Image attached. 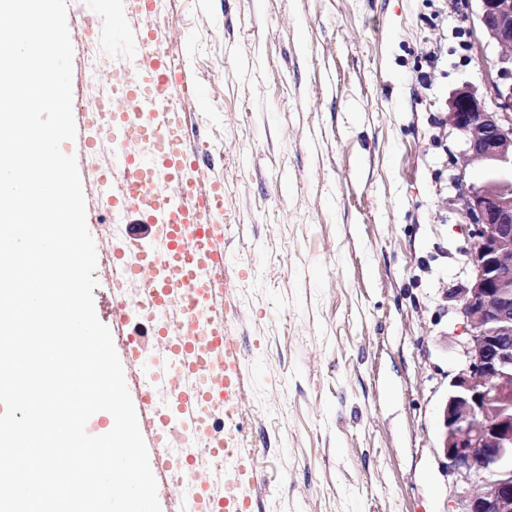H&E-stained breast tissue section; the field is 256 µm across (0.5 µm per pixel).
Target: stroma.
Wrapping results in <instances>:
<instances>
[{
  "label": "stroma",
  "instance_id": "stroma-1",
  "mask_svg": "<svg viewBox=\"0 0 512 512\" xmlns=\"http://www.w3.org/2000/svg\"><path fill=\"white\" fill-rule=\"evenodd\" d=\"M478 0H173L224 180L252 512H451L442 403L474 246L446 121L494 98Z\"/></svg>",
  "mask_w": 512,
  "mask_h": 512
}]
</instances>
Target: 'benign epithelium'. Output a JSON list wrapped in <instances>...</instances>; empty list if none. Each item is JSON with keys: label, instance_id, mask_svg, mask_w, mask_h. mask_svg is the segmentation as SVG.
<instances>
[{"label": "benign epithelium", "instance_id": "7a95c632", "mask_svg": "<svg viewBox=\"0 0 512 512\" xmlns=\"http://www.w3.org/2000/svg\"><path fill=\"white\" fill-rule=\"evenodd\" d=\"M479 2L485 34L509 53L497 62L495 107L468 85L448 101L446 121L486 178H457L474 239L460 290L470 338L442 408L441 449L456 476L454 512H512V0Z\"/></svg>", "mask_w": 512, "mask_h": 512}]
</instances>
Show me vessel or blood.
I'll return each mask as SVG.
<instances>
[{
  "label": "vessel or blood",
  "mask_w": 512,
  "mask_h": 512,
  "mask_svg": "<svg viewBox=\"0 0 512 512\" xmlns=\"http://www.w3.org/2000/svg\"><path fill=\"white\" fill-rule=\"evenodd\" d=\"M125 11L136 20L123 24L124 39L112 48V96L103 112L109 135L83 140L84 148L97 153L84 165L83 177L108 197L114 221L125 224L139 217L163 240V250L157 251L138 239H125L123 249L113 251L112 264L124 266L125 253H137V263L125 268L128 276L148 284L142 308L158 313L174 299L184 301L177 331L160 323L152 328V340L168 347L167 385L176 404L199 400L198 395L181 392L179 384L188 357L201 350L214 389L224 398V417L230 420L240 366L236 342L225 324L237 311L228 302L222 318L207 314L213 296L224 288L209 276L210 266L224 262V183L196 163L198 150L184 133L188 102L179 89L185 74L170 63V32L160 22L159 0H126ZM201 183L206 186L202 192L197 189ZM112 310L117 328L125 332L127 360L143 362L147 340L127 330L125 300L113 299Z\"/></svg>",
  "instance_id": "vessel-or-blood-1"
}]
</instances>
